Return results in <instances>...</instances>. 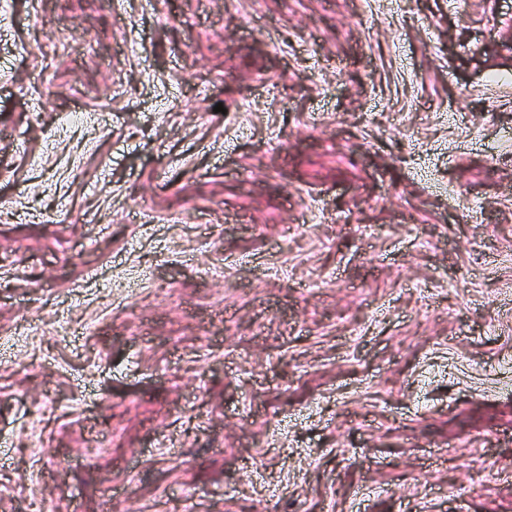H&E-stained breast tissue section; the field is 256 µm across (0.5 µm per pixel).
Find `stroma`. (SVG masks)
Listing matches in <instances>:
<instances>
[{"label": "stroma", "instance_id": "1", "mask_svg": "<svg viewBox=\"0 0 512 512\" xmlns=\"http://www.w3.org/2000/svg\"><path fill=\"white\" fill-rule=\"evenodd\" d=\"M104 506L512 512V0H0V512Z\"/></svg>", "mask_w": 512, "mask_h": 512}]
</instances>
